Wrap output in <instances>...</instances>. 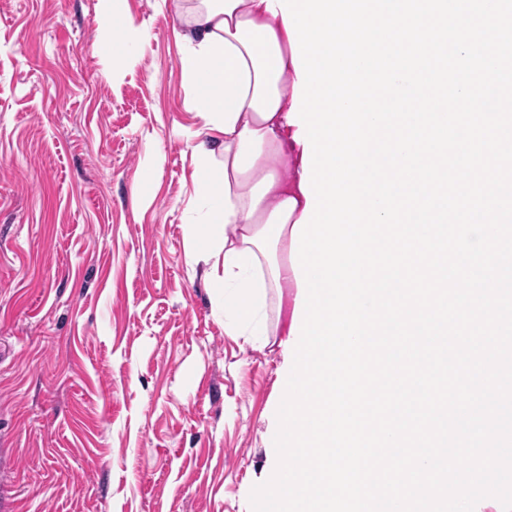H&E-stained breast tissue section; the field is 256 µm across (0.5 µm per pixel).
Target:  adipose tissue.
<instances>
[{"label":"adipose tissue","mask_w":512,"mask_h":512,"mask_svg":"<svg viewBox=\"0 0 512 512\" xmlns=\"http://www.w3.org/2000/svg\"><path fill=\"white\" fill-rule=\"evenodd\" d=\"M99 11L112 31L98 54L128 51L134 22L123 0H99ZM193 25L180 65L211 141L197 147L201 195L186 236L223 251L224 272L211 285L224 325L262 349L272 297L297 286L286 254L306 204L303 147L285 135L297 79L291 45L267 0H200Z\"/></svg>","instance_id":"ef3b65f1"}]
</instances>
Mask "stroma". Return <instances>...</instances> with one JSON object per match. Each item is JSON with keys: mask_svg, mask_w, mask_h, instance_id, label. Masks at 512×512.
Wrapping results in <instances>:
<instances>
[{"mask_svg": "<svg viewBox=\"0 0 512 512\" xmlns=\"http://www.w3.org/2000/svg\"><path fill=\"white\" fill-rule=\"evenodd\" d=\"M196 0H0V436L14 512H252L279 337L228 335L184 226L208 140L180 66ZM124 0H99L100 14L111 21V33L97 44L100 56L112 59L114 55L128 52L131 34L135 31L132 17L123 8Z\"/></svg>", "mask_w": 512, "mask_h": 512, "instance_id": "35a3bbf8", "label": "stroma"}]
</instances>
